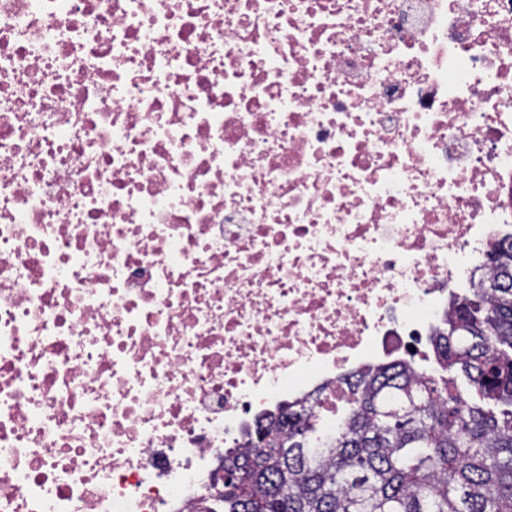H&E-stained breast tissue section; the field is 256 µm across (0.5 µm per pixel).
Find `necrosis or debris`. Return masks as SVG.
I'll list each match as a JSON object with an SVG mask.
<instances>
[{
	"label": "necrosis or debris",
	"instance_id": "necrosis-or-debris-1",
	"mask_svg": "<svg viewBox=\"0 0 512 512\" xmlns=\"http://www.w3.org/2000/svg\"><path fill=\"white\" fill-rule=\"evenodd\" d=\"M510 234L512 0H0V512H222Z\"/></svg>",
	"mask_w": 512,
	"mask_h": 512
}]
</instances>
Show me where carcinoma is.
<instances>
[{
	"mask_svg": "<svg viewBox=\"0 0 512 512\" xmlns=\"http://www.w3.org/2000/svg\"><path fill=\"white\" fill-rule=\"evenodd\" d=\"M499 244L432 338L438 373L395 363L351 376L322 448L307 445L311 406L258 422L261 446L224 453V472L246 485L224 484V512H512V236Z\"/></svg>",
	"mask_w": 512,
	"mask_h": 512,
	"instance_id": "carcinoma-1",
	"label": "carcinoma"
}]
</instances>
